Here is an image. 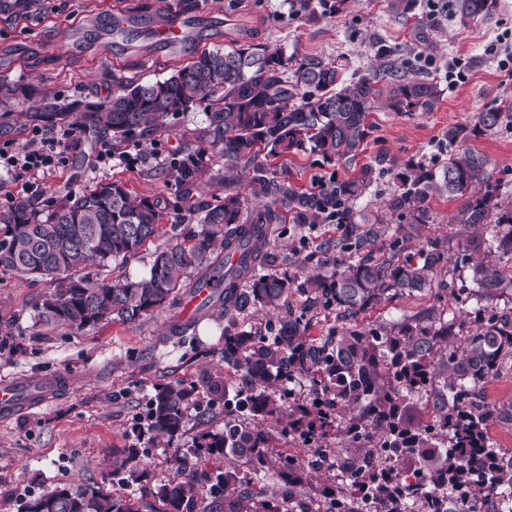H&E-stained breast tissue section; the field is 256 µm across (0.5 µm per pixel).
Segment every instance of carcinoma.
Segmentation results:
<instances>
[{
  "label": "carcinoma",
  "mask_w": 512,
  "mask_h": 512,
  "mask_svg": "<svg viewBox=\"0 0 512 512\" xmlns=\"http://www.w3.org/2000/svg\"><path fill=\"white\" fill-rule=\"evenodd\" d=\"M390 15L417 17L419 0H385ZM348 0H288L289 12L316 22L346 10ZM497 0H451L450 17L461 28L491 18ZM237 39L226 48L204 49L169 77L142 83L115 80L99 102L61 104L42 97L26 116L45 126L76 124L98 141L119 146L146 142L169 129L180 116L204 112L207 127L198 139L167 163L165 181L182 203L196 197L209 162L224 159L227 170L249 172L252 192L265 202L248 207L239 187L193 206L190 220L201 230L193 244H168L153 253L148 274L122 280H93L89 267L130 258L159 233L169 203L140 196L119 181L61 198L16 197L0 207V272H19L58 283L38 306L39 320L81 329L108 320L136 321L166 304H176L183 276L211 258L215 246L238 250L231 265L214 258L224 273V363L241 373L245 388L230 392L217 377L207 391L228 407L224 432L201 431L194 446L175 451L176 473L157 492L159 512H291L287 502L308 498L314 472H330L321 497L338 503L351 487L360 495L387 500L389 512H412L434 492L432 478L470 500L473 486L490 496L512 489V465L497 461L486 434L493 416L512 417V401L502 407L476 398L475 390L500 362L512 357V308L493 306L512 293V205L500 199L488 158L471 148L456 149L434 170L411 162L396 176L398 185L383 200L382 212L356 209L377 184L376 166L359 175L334 179L316 191H303L267 164L270 158L313 152L325 159L353 158L363 151L371 130L368 118L379 103L392 112H432L441 91L434 81L412 73L393 59L395 48L373 45L379 66L349 73L351 60L322 56L297 58L280 46L250 43L247 28L232 27ZM34 90L0 76V130L11 131L16 108ZM505 116L497 108L476 115L471 126L448 128V144H462L496 132ZM463 199L451 238L419 240L423 224L434 223L430 202L442 195ZM336 219L344 238L323 243L320 271L300 280L276 272L272 224H320ZM470 265L476 289L474 327L463 333L464 318H448L433 308L378 327L362 326L367 309L398 296L433 290L460 266ZM294 294L306 296L300 314L267 326L274 335L244 328L250 312L279 310ZM336 313L328 335L309 340L306 313ZM306 388L295 397L294 385ZM194 388L167 384L151 399L148 428L174 439L183 430V406ZM435 396L436 420L427 424L413 405L419 394ZM342 446L325 448L331 432ZM301 440L306 455L273 459L274 437ZM398 455L385 465L381 449ZM232 455L239 464L219 466ZM213 462L215 470L205 468ZM251 474L247 481L241 467ZM114 470L144 474L141 452L124 450ZM415 483L399 486L393 473ZM283 490L270 496L264 481ZM18 512H141L131 496L100 487L57 486L21 500Z\"/></svg>",
  "instance_id": "obj_1"
}]
</instances>
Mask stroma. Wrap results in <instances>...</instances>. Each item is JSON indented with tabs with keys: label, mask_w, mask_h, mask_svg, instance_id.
I'll return each mask as SVG.
<instances>
[{
	"label": "stroma",
	"mask_w": 512,
	"mask_h": 512,
	"mask_svg": "<svg viewBox=\"0 0 512 512\" xmlns=\"http://www.w3.org/2000/svg\"><path fill=\"white\" fill-rule=\"evenodd\" d=\"M179 7L192 25L187 39L169 49L147 32L160 15L158 0H30L20 12L0 13V75L32 84L62 102H95L112 91L113 77L159 80L187 64L195 51L227 45L228 17L251 28L254 42L282 46L299 57L344 54L365 71L377 67L372 46L385 38L403 58L431 57V64H419L417 74L440 84L438 107L412 114L378 109L370 116L364 151L353 158L327 161L301 153L271 162L277 174L304 190L378 163L376 191L362 203L372 210L394 189V175L408 160L441 166L450 152L445 141L449 127L470 125L485 109L512 106V71L499 65L512 51V0H498L490 20L463 31L447 16L437 21L395 19L384 0H349L343 13L314 24L293 17L287 0H180ZM120 16L132 18L130 30H103L109 18ZM454 60L465 62L463 73L451 71ZM206 126L202 112H188L173 129L145 143L121 146L110 159L103 144L78 135V148L65 152L55 172L31 191L62 196L117 180L140 195L174 198V186L162 178L164 168ZM467 145L489 158L492 176L511 202L512 126L469 139ZM194 230L178 216H166L153 247ZM343 232L333 221L281 224L271 243L283 257L296 250L310 255L307 268L313 271L322 258V243L336 241ZM153 247L87 274L93 279L143 276ZM50 290L49 282L0 273V331L11 333L15 344L13 351L0 353V377L66 381L64 390L47 402L0 417V512H18L21 497L65 484L101 485L115 494H130L142 503V512H154L158 488L174 474L170 458L175 449L192 447L202 430L223 431L224 401L204 393L193 396L183 430L167 441L147 430L151 399L158 386L197 385L207 377H227L229 388H237L236 371L224 363L223 311L207 307L188 327L176 305L134 322L54 329L39 322L36 310ZM433 307L453 317L463 305L451 293L425 291L374 306L359 323L398 321ZM132 445L142 449L147 470L136 481L113 470L114 459Z\"/></svg>",
	"instance_id": "1"
}]
</instances>
